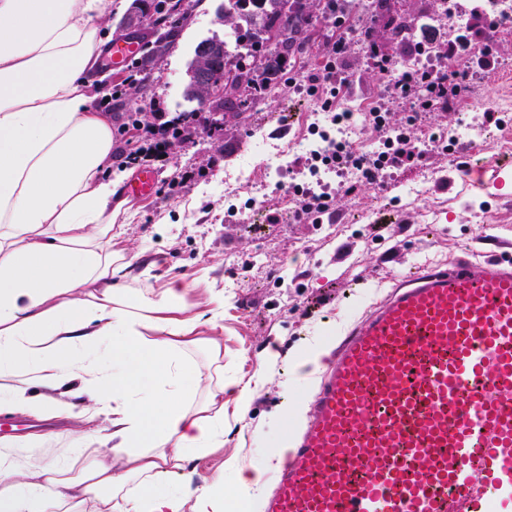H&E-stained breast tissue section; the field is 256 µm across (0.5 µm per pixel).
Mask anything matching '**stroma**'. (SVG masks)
Returning <instances> with one entry per match:
<instances>
[{"label":"stroma","instance_id":"obj_1","mask_svg":"<svg viewBox=\"0 0 512 512\" xmlns=\"http://www.w3.org/2000/svg\"><path fill=\"white\" fill-rule=\"evenodd\" d=\"M224 0H195L191 17L175 45L159 61L147 91L122 94L119 101L93 96L91 105L107 114L116 139L113 166L136 150L140 138L123 129L122 111L144 112L154 122L156 107L169 112L195 110L185 89L198 41L227 38L230 23L220 17ZM391 12L410 15L416 28L406 41L375 33L374 40L392 60L417 52L422 43L447 40L434 21L435 0H393ZM495 64L478 67L460 59L458 68L469 75L470 92L494 98L512 83V37H497ZM343 92L365 97L384 96L388 87L374 72L361 47H350L339 65ZM270 124L278 126L291 113L292 136H301L308 121L287 80L274 89ZM252 113L224 125L221 137L198 131L191 142L169 148L165 160L152 163L157 176L154 196L126 200L117 218L127 225L135 245L154 259V276L171 279L198 302L197 280L224 293V378L249 380L264 365L268 351L278 352L280 385L254 389L247 412H240L238 389L224 392V446L193 464L194 483L223 476L233 483L236 467L262 462L263 453L279 437L281 411L299 393L294 381L292 352L320 339L342 337L369 310L383 303L391 289L426 270L445 268L459 258L479 259L502 253L512 258V152L479 154L481 186L465 189V170L456 158L430 155L424 165L384 175L381 182L354 194L337 193L333 212L317 224L268 221L270 209L287 214V185L302 180L304 169L294 165L284 176L283 190H266L262 171L237 189L243 201L259 205L256 223L241 222L224 198L242 162L250 158ZM197 177L177 189L168 184L178 173ZM426 181L427 194L404 195L405 187ZM371 217L358 223L359 214Z\"/></svg>","mask_w":512,"mask_h":512}]
</instances>
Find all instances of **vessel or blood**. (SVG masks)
<instances>
[{
	"label": "vessel or blood",
	"instance_id": "1",
	"mask_svg": "<svg viewBox=\"0 0 512 512\" xmlns=\"http://www.w3.org/2000/svg\"><path fill=\"white\" fill-rule=\"evenodd\" d=\"M137 41L114 40L120 69ZM144 169L123 193L144 198ZM263 512H512V262L458 259L352 328Z\"/></svg>",
	"mask_w": 512,
	"mask_h": 512
}]
</instances>
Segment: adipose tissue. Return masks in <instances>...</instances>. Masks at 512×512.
<instances>
[{
    "mask_svg": "<svg viewBox=\"0 0 512 512\" xmlns=\"http://www.w3.org/2000/svg\"><path fill=\"white\" fill-rule=\"evenodd\" d=\"M111 36L106 0H0V410L73 423L0 436V512H254L264 467L191 481L224 445V294L194 312L149 286L116 221L126 172L90 106ZM46 444L61 455L23 454Z\"/></svg>",
    "mask_w": 512,
    "mask_h": 512,
    "instance_id": "adipose-tissue-1",
    "label": "adipose tissue"
}]
</instances>
